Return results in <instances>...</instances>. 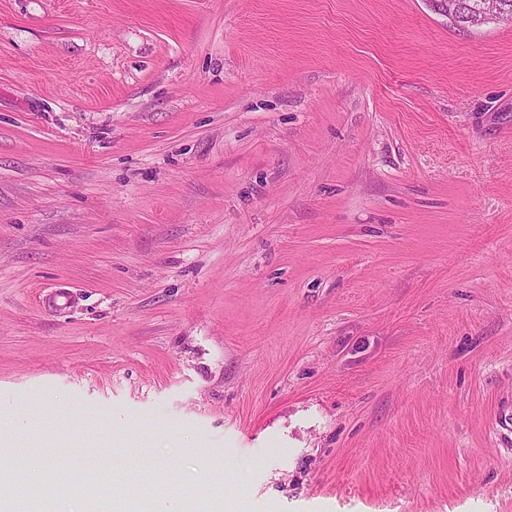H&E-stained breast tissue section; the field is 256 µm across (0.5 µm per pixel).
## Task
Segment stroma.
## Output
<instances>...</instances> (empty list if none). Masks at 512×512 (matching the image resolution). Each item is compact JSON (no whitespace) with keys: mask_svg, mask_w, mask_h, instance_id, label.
Masks as SVG:
<instances>
[{"mask_svg":"<svg viewBox=\"0 0 512 512\" xmlns=\"http://www.w3.org/2000/svg\"><path fill=\"white\" fill-rule=\"evenodd\" d=\"M1 429L111 459L47 512H512V23L0 0Z\"/></svg>","mask_w":512,"mask_h":512,"instance_id":"1","label":"stroma"}]
</instances>
